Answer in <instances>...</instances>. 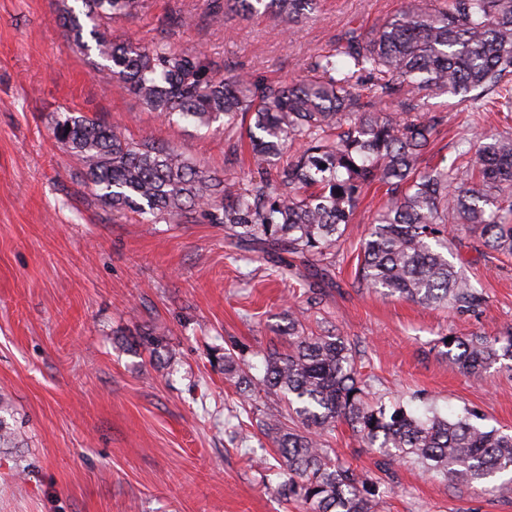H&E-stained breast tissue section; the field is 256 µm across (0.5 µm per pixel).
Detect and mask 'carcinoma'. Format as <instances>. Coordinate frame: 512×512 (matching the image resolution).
<instances>
[{
  "label": "carcinoma",
  "mask_w": 512,
  "mask_h": 512,
  "mask_svg": "<svg viewBox=\"0 0 512 512\" xmlns=\"http://www.w3.org/2000/svg\"><path fill=\"white\" fill-rule=\"evenodd\" d=\"M57 19L69 37L100 58L96 74L135 95L163 119L187 126L220 122L246 130L253 172L243 186L202 170L178 149L127 138L114 126L66 113L51 133L81 166L101 201L150 221L195 215L224 225L229 239L265 254H287L280 274L298 265L328 268L361 198L378 184L386 204L358 253L356 279L425 307L458 313L486 305L448 252L455 237L479 232L486 246L512 254V133L485 129L462 138L449 162L422 165L447 118L420 112L444 94L468 106H494L512 122V0H444L406 5L375 31L350 27L336 49L317 54L309 74L289 83L230 77L208 54L165 38L151 45L116 42L110 23L133 17L146 0H60ZM318 0H210L219 25L228 14L260 11L292 24ZM448 362L470 375L512 360L504 336H454ZM289 350L260 353L261 364L224 353L242 407L275 396L259 424L278 457L281 487L308 512H379L376 486L325 445L348 425L367 448L413 461L448 480L489 482L512 468V434L486 429L474 409L423 411L398 400L370 399L376 377L348 340L288 321Z\"/></svg>",
  "instance_id": "carcinoma-1"
}]
</instances>
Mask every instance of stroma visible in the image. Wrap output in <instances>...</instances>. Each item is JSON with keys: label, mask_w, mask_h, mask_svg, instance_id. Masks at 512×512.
Instances as JSON below:
<instances>
[{"label": "stroma", "mask_w": 512, "mask_h": 512, "mask_svg": "<svg viewBox=\"0 0 512 512\" xmlns=\"http://www.w3.org/2000/svg\"><path fill=\"white\" fill-rule=\"evenodd\" d=\"M404 0H320L292 29L263 15L210 23L207 0H148L112 21V37L159 38L206 52L225 70L286 82L332 51L348 27L377 29ZM58 0H0V417L17 445L0 448V512H302L279 493L272 447L240 440L224 419L238 397L225 350L288 345V316L347 336L386 400H426L483 415L512 432V360L474 377L448 365L446 336H495L512 327V256L460 233L464 275L488 296L460 315L358 287L357 254L382 204L368 193L324 271L282 278L275 259L249 252L206 220L152 223L118 214L55 144L59 113L98 118L134 140L176 147L224 180L237 138L220 124L166 122L101 80L56 22ZM191 26L161 29L169 13ZM448 122L424 156L452 158L464 134L505 129L501 114L468 112L458 97L428 99ZM163 336L160 348L144 334ZM329 445L380 482L381 512H512V474L483 484L387 461L347 425Z\"/></svg>", "instance_id": "stroma-1"}]
</instances>
